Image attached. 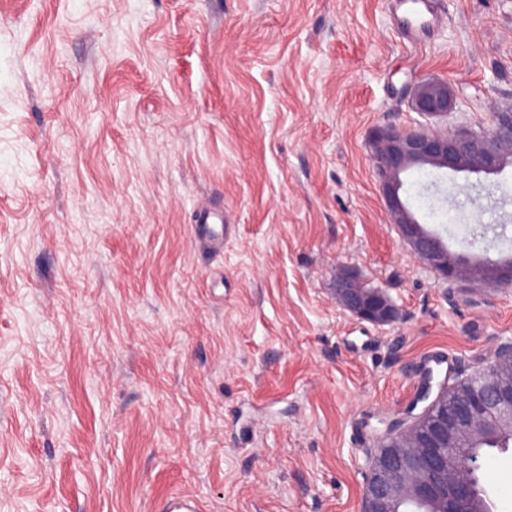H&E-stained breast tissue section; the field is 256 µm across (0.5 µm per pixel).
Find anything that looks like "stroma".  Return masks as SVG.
I'll return each instance as SVG.
<instances>
[{
	"mask_svg": "<svg viewBox=\"0 0 512 512\" xmlns=\"http://www.w3.org/2000/svg\"><path fill=\"white\" fill-rule=\"evenodd\" d=\"M432 5L412 41L394 0H0V512H359L428 354L453 382L512 338V287L402 244L367 145L422 78L447 128L512 102V0ZM404 181L450 255L512 238L511 167ZM348 267L395 322L342 307ZM479 464L512 512V448Z\"/></svg>",
	"mask_w": 512,
	"mask_h": 512,
	"instance_id": "1",
	"label": "stroma"
}]
</instances>
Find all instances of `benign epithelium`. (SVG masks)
Returning a JSON list of instances; mask_svg holds the SVG:
<instances>
[{"label":"benign epithelium","instance_id":"benign-epithelium-1","mask_svg":"<svg viewBox=\"0 0 512 512\" xmlns=\"http://www.w3.org/2000/svg\"><path fill=\"white\" fill-rule=\"evenodd\" d=\"M410 106L426 122L395 129L376 127L368 137L378 187L384 205L399 233L419 263L438 279L461 281L471 269L487 284L512 285V262L492 266L453 261L437 235L425 230L402 198L401 175L415 165H429L453 172L491 174L512 157V104L499 106L491 129L461 127L442 129L436 121L454 107L446 79H420L410 89ZM336 296L356 317L378 325L392 323L398 308L379 287L365 284L351 269L336 279ZM512 373V340L503 341L493 359L478 372L448 386V379L433 382L424 371L418 395L405 421L393 420L377 437V450L365 472L362 512H472L477 499L470 475L478 469L476 455L444 452L461 448L484 433L492 423L491 410L507 411L512 425V387L504 390L498 380L503 370ZM424 404L421 413L413 410Z\"/></svg>","mask_w":512,"mask_h":512}]
</instances>
